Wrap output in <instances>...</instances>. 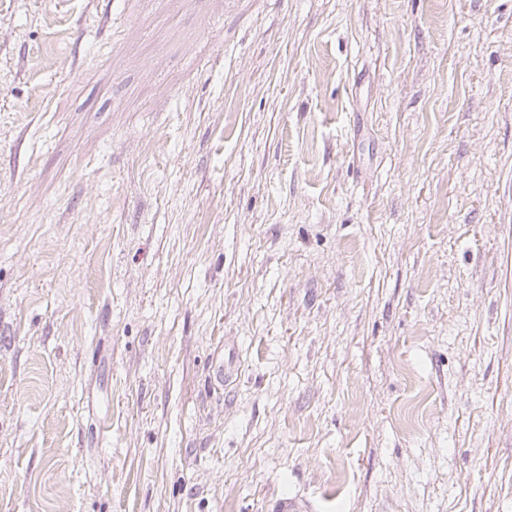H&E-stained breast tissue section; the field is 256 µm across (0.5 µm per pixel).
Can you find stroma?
Instances as JSON below:
<instances>
[{
  "instance_id": "35a3bbf8",
  "label": "stroma",
  "mask_w": 512,
  "mask_h": 512,
  "mask_svg": "<svg viewBox=\"0 0 512 512\" xmlns=\"http://www.w3.org/2000/svg\"><path fill=\"white\" fill-rule=\"evenodd\" d=\"M282 496L512 512V0H0V512Z\"/></svg>"
}]
</instances>
